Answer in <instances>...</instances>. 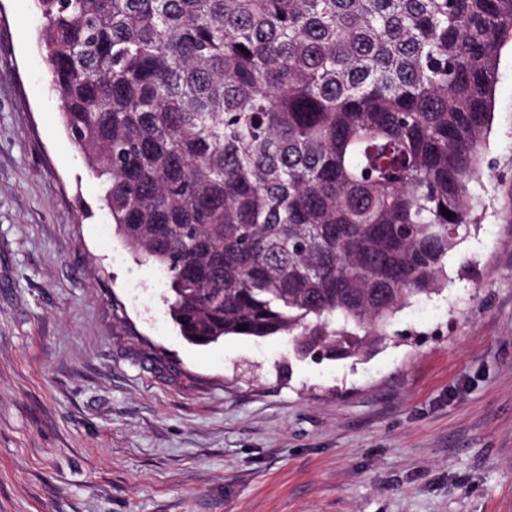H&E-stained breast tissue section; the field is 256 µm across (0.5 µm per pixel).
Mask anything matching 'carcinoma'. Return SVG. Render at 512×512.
I'll use <instances>...</instances> for the list:
<instances>
[{"label": "carcinoma", "mask_w": 512, "mask_h": 512, "mask_svg": "<svg viewBox=\"0 0 512 512\" xmlns=\"http://www.w3.org/2000/svg\"><path fill=\"white\" fill-rule=\"evenodd\" d=\"M36 3L64 128L187 341L356 358L448 287L512 0Z\"/></svg>", "instance_id": "obj_1"}]
</instances>
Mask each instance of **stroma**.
Wrapping results in <instances>:
<instances>
[{
    "label": "stroma",
    "mask_w": 512,
    "mask_h": 512,
    "mask_svg": "<svg viewBox=\"0 0 512 512\" xmlns=\"http://www.w3.org/2000/svg\"><path fill=\"white\" fill-rule=\"evenodd\" d=\"M0 0V512H512V47L448 287L357 359L197 346Z\"/></svg>",
    "instance_id": "1"
}]
</instances>
